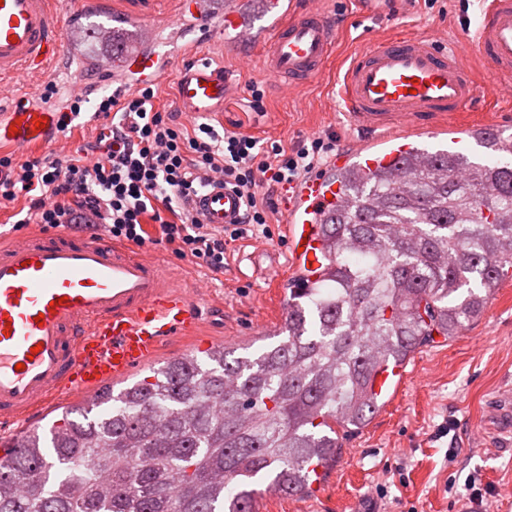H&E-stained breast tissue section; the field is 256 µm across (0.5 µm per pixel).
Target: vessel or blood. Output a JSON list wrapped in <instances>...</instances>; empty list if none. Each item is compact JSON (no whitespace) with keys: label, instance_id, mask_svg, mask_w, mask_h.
Instances as JSON below:
<instances>
[{"label":"vessel or blood","instance_id":"b4317fda","mask_svg":"<svg viewBox=\"0 0 512 512\" xmlns=\"http://www.w3.org/2000/svg\"><path fill=\"white\" fill-rule=\"evenodd\" d=\"M332 0H270L276 19L258 33L246 0H224L221 23L239 47L265 37L264 75L290 88L318 79L340 30ZM176 18L143 14L149 29H172L187 20L206 21L207 0H179ZM58 0H0V97L12 83L40 74L57 60L63 42ZM478 60L469 65L464 51ZM176 83L190 118L224 106L232 85L222 69L202 64L195 47ZM159 80L154 55L128 46L114 64ZM337 104L352 140L334 156L342 167L358 164L374 148L412 136L445 134L459 142L483 133L496 136L504 118L481 127L464 121L477 97L512 98V0H481L470 30L402 38H368L366 47L338 70ZM63 110L57 104L18 101L0 113V142L18 148L53 143ZM338 186L320 174L291 184L281 226L291 246V267L316 280L323 262L315 224ZM191 209L214 228L238 223L239 195L211 182L193 196ZM204 291L123 243L64 234H25L0 244V429L31 423L54 403L75 397L94 405L102 386L128 377L155 359L176 338L197 336Z\"/></svg>","mask_w":512,"mask_h":512}]
</instances>
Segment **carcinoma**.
Masks as SVG:
<instances>
[{
  "mask_svg": "<svg viewBox=\"0 0 512 512\" xmlns=\"http://www.w3.org/2000/svg\"><path fill=\"white\" fill-rule=\"evenodd\" d=\"M322 276L288 296L286 336L174 359L96 408L16 439L0 512H253L256 485L310 490L339 433L380 408L384 372L483 313L512 269V167L455 151L336 174Z\"/></svg>",
  "mask_w": 512,
  "mask_h": 512,
  "instance_id": "cac0c4a2",
  "label": "carcinoma"
}]
</instances>
